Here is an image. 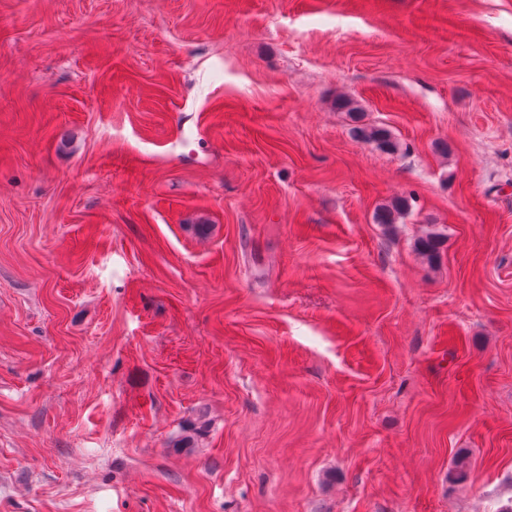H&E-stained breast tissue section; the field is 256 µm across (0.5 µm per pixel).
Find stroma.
I'll return each mask as SVG.
<instances>
[{
	"instance_id": "stroma-1",
	"label": "stroma",
	"mask_w": 512,
	"mask_h": 512,
	"mask_svg": "<svg viewBox=\"0 0 512 512\" xmlns=\"http://www.w3.org/2000/svg\"><path fill=\"white\" fill-rule=\"evenodd\" d=\"M511 500L512 0H0V512Z\"/></svg>"
}]
</instances>
